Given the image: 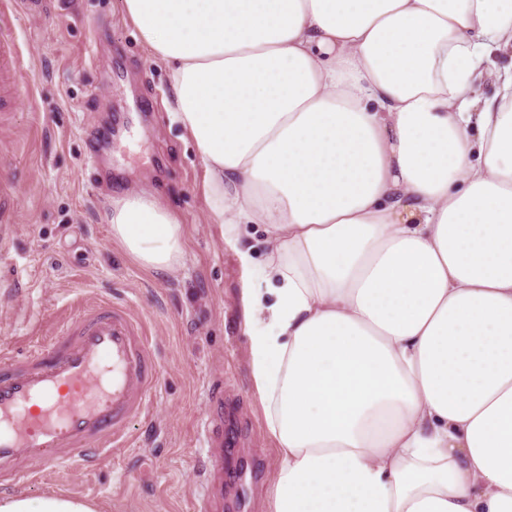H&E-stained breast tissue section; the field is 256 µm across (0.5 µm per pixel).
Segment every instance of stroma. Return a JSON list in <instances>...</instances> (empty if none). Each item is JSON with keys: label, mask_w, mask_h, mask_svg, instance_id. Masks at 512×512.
I'll use <instances>...</instances> for the list:
<instances>
[{"label": "stroma", "mask_w": 512, "mask_h": 512, "mask_svg": "<svg viewBox=\"0 0 512 512\" xmlns=\"http://www.w3.org/2000/svg\"><path fill=\"white\" fill-rule=\"evenodd\" d=\"M1 35L18 45L19 88L0 124V180L16 195L12 232L0 241L9 261L0 266V352L45 345L80 302L104 298L145 320L161 371L151 417L131 423L125 446L96 470L47 473L21 495L65 494L99 512H197L209 456L200 424L219 377L238 398L241 433L224 512H270L277 453L252 391L241 271L208 221L196 147L168 113L166 68L152 62L122 0H38ZM141 99L153 111H137ZM108 125L117 136L104 147L96 133ZM141 188L183 225L185 261L167 278L129 257L104 221L113 193Z\"/></svg>", "instance_id": "35a3bbf8"}]
</instances>
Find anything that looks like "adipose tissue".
Listing matches in <instances>:
<instances>
[{
	"mask_svg": "<svg viewBox=\"0 0 512 512\" xmlns=\"http://www.w3.org/2000/svg\"><path fill=\"white\" fill-rule=\"evenodd\" d=\"M123 11L241 268L272 512H512V66L485 68L512 55V0ZM106 221L143 268H181L183 226L153 193L114 195ZM0 512L97 508L51 494Z\"/></svg>",
	"mask_w": 512,
	"mask_h": 512,
	"instance_id": "obj_1",
	"label": "adipose tissue"
}]
</instances>
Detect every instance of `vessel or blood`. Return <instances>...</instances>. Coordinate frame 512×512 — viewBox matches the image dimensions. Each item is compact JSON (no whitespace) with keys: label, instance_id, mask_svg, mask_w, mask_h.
Masks as SVG:
<instances>
[{"label":"vessel or blood","instance_id":"obj_1","mask_svg":"<svg viewBox=\"0 0 512 512\" xmlns=\"http://www.w3.org/2000/svg\"><path fill=\"white\" fill-rule=\"evenodd\" d=\"M18 47L0 39V92L10 90ZM160 368L142 323L119 302L88 303L48 346L0 358V492L33 482L48 468L88 470L148 418ZM202 427L219 456L237 437L224 427V384L213 381Z\"/></svg>","mask_w":512,"mask_h":512}]
</instances>
